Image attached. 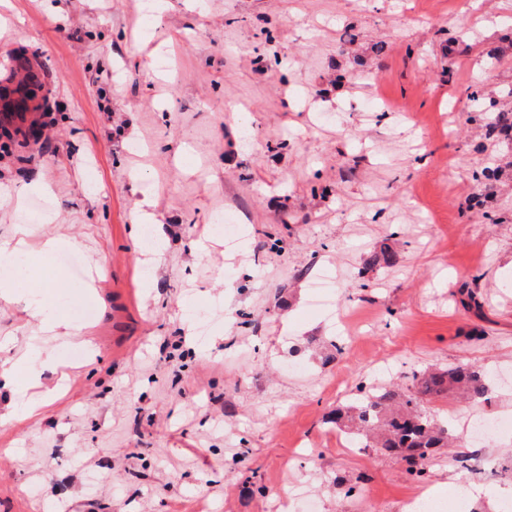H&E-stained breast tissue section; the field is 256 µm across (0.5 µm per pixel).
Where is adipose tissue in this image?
<instances>
[{
  "label": "adipose tissue",
  "instance_id": "1",
  "mask_svg": "<svg viewBox=\"0 0 512 512\" xmlns=\"http://www.w3.org/2000/svg\"><path fill=\"white\" fill-rule=\"evenodd\" d=\"M60 246L57 239H46L39 249L33 250L27 247L24 238L14 240H0V259L10 260L16 263L17 271L12 279L0 283V297L12 298L17 289H25L26 302L32 311V316L40 323L42 331L53 335H78L79 330L73 326L67 317L54 310L50 299L55 292L57 283L55 279L35 280L33 263L37 258L49 256Z\"/></svg>",
  "mask_w": 512,
  "mask_h": 512
}]
</instances>
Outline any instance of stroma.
<instances>
[{
  "label": "stroma",
  "mask_w": 512,
  "mask_h": 512,
  "mask_svg": "<svg viewBox=\"0 0 512 512\" xmlns=\"http://www.w3.org/2000/svg\"><path fill=\"white\" fill-rule=\"evenodd\" d=\"M22 49L42 107L0 143V238L79 256L82 276L54 254L43 272L88 332L0 298V512H273L298 489L313 512L417 492L505 512L512 431L475 445L463 425L512 415V144L468 99L512 109V0H0V82ZM144 206L166 239L150 274ZM221 210L245 247L213 233ZM321 272L346 329L311 306ZM460 360L494 388L427 402L457 446L425 481L324 421L384 365L406 385Z\"/></svg>",
  "instance_id": "obj_1"
}]
</instances>
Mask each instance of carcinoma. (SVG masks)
Here are the masks:
<instances>
[{
    "label": "carcinoma",
    "instance_id": "obj_1",
    "mask_svg": "<svg viewBox=\"0 0 512 512\" xmlns=\"http://www.w3.org/2000/svg\"><path fill=\"white\" fill-rule=\"evenodd\" d=\"M38 82L33 80L12 94L0 93V112L30 110L36 98ZM494 113L488 135L494 139L512 133V110L496 108L489 102L484 108ZM490 374L469 363H454L416 372L410 385L399 387L389 381L359 388L356 402L336 409L328 421L341 431L357 435L385 455L407 461V473L421 478L430 469L437 448L452 445V430L425 410V403L456 392L462 397L480 401L490 389Z\"/></svg>",
    "mask_w": 512,
    "mask_h": 512
}]
</instances>
